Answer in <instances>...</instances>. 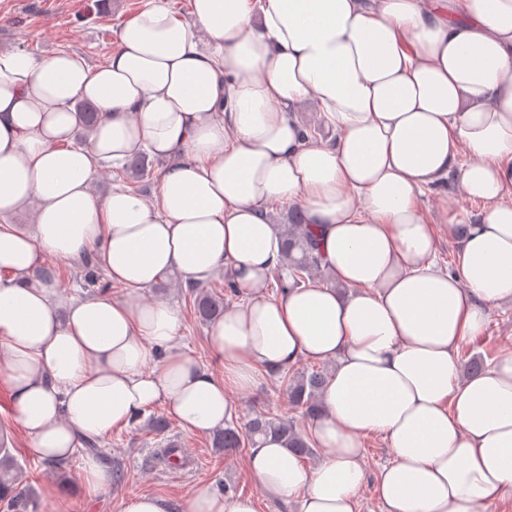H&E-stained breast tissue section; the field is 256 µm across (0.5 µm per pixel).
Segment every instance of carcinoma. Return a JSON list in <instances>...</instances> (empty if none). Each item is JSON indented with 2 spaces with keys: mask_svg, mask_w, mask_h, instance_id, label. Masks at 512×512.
<instances>
[{
  "mask_svg": "<svg viewBox=\"0 0 512 512\" xmlns=\"http://www.w3.org/2000/svg\"><path fill=\"white\" fill-rule=\"evenodd\" d=\"M125 171L129 179L127 188L134 193L139 192L137 183L141 182L145 172L141 157L127 161ZM281 234L286 275L279 276L276 284L279 290L284 291L306 284L311 273L321 269V263L316 254V243L308 232L301 210H295L288 215V223L281 225ZM188 294L198 320L211 322L224 313V298L211 294L209 286H191ZM325 377L324 371L313 370L282 379L289 404L300 411L303 417L311 420L321 412L319 395ZM262 435H274L284 439L290 452L299 458L313 453L307 436L294 421L272 414H260L251 419L243 432L228 425L217 429L213 431L212 444L213 447L226 451L235 450L255 442V438ZM14 468V460L8 449H3V454L0 455V504L5 507L6 512H28L29 501L25 493L16 486Z\"/></svg>",
  "mask_w": 512,
  "mask_h": 512,
  "instance_id": "obj_1",
  "label": "carcinoma"
}]
</instances>
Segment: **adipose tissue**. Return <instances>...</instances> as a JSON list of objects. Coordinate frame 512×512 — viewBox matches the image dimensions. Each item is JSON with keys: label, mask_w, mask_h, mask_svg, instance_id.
<instances>
[{"label": "adipose tissue", "mask_w": 512, "mask_h": 512, "mask_svg": "<svg viewBox=\"0 0 512 512\" xmlns=\"http://www.w3.org/2000/svg\"><path fill=\"white\" fill-rule=\"evenodd\" d=\"M128 19L107 62L0 53V381L50 463L83 460L87 496L109 475L87 440L157 404L189 431L222 427L230 394L305 360L331 365L306 467L257 438L258 489L299 512H357L360 438H386L385 512H486L512 491V352L475 376L459 348L488 307L512 303V0H192ZM94 105L87 144L76 105ZM312 104L336 132L313 138ZM470 156L460 164L459 150ZM146 152L167 166L153 201L104 196L96 169ZM457 178L481 203L456 269L437 261L456 215L425 191ZM299 206L335 286L275 295L271 203ZM94 256L145 288L229 275L237 302L208 328L213 375L184 348L175 309L109 294L60 297L46 259ZM188 512H256L198 486Z\"/></svg>", "instance_id": "obj_1"}]
</instances>
